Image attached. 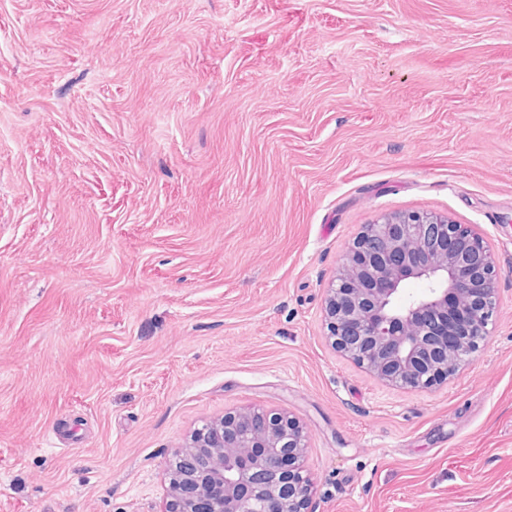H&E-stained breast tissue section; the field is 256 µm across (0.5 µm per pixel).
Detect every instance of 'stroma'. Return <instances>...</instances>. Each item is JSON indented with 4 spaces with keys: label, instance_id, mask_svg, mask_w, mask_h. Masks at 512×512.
I'll return each mask as SVG.
<instances>
[{
    "label": "stroma",
    "instance_id": "stroma-1",
    "mask_svg": "<svg viewBox=\"0 0 512 512\" xmlns=\"http://www.w3.org/2000/svg\"><path fill=\"white\" fill-rule=\"evenodd\" d=\"M408 211L498 272L421 391L323 325ZM253 405L304 426L308 512H512V0H0V512H161Z\"/></svg>",
    "mask_w": 512,
    "mask_h": 512
}]
</instances>
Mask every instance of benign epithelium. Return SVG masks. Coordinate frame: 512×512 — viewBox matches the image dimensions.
<instances>
[{"label":"benign epithelium","mask_w":512,"mask_h":512,"mask_svg":"<svg viewBox=\"0 0 512 512\" xmlns=\"http://www.w3.org/2000/svg\"><path fill=\"white\" fill-rule=\"evenodd\" d=\"M409 279L426 283L407 296ZM498 306L494 254L476 230L424 212L366 224L327 290L332 347L407 390L453 377L490 335ZM306 433L261 406L226 412L173 450L165 512H307Z\"/></svg>","instance_id":"benign-epithelium-1"}]
</instances>
